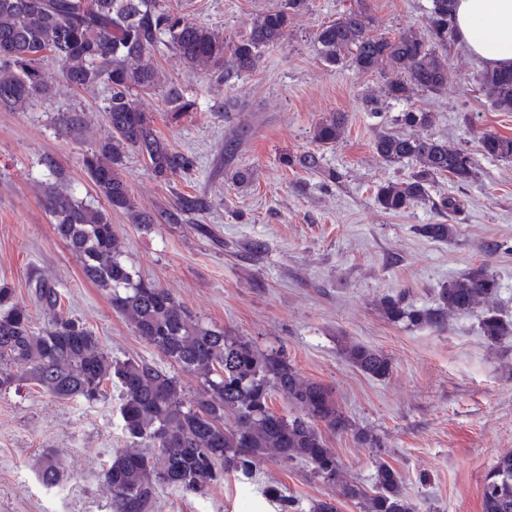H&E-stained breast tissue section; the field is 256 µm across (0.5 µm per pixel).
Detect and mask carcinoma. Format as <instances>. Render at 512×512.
<instances>
[{"label": "carcinoma", "instance_id": "obj_1", "mask_svg": "<svg viewBox=\"0 0 512 512\" xmlns=\"http://www.w3.org/2000/svg\"><path fill=\"white\" fill-rule=\"evenodd\" d=\"M425 32L386 36L374 32L371 16L348 9L314 35L320 60L329 68L349 67L385 77L380 97H365L378 114L383 103L404 102L416 92L439 94L448 86V45L456 41L451 22L454 0H430ZM310 0H280L258 13L248 30L233 36L197 24L166 5V0H0V108L26 112L50 94L45 66L58 68L72 90L108 88L104 112L108 134L81 158L82 167L100 199L95 206L69 190L65 169L48 160L51 180L43 204L55 234L82 259L85 277L107 295L112 310L129 318L135 332L172 365L194 374L199 389L187 396L176 375L146 361L112 358L96 334L82 322L60 313L56 288L40 282L37 304L53 313L41 330L32 326L31 309L14 290L0 285V392L30 382L62 401L92 403L115 383L120 391L122 429L131 448L112 455L104 481L112 494V512H154L158 491L173 488L185 495L203 494L237 473L251 479L258 462L269 453L311 467L316 478L337 489L334 500H318L310 512H339V501L362 512H418L405 494L398 470L378 461L372 485L342 475L335 453L326 447L323 431L352 433L362 445L380 444L357 428L338 407L323 384L305 380L280 349L262 350L252 341L201 323L159 285L139 277L122 260L119 237L109 212L123 211L131 223L148 231L155 224H181L205 212L210 202L178 195L169 206L152 213L137 207L122 171L129 150L140 153L153 176L163 182L190 171L194 158L162 139L153 113L136 98L154 95L170 111L191 112L195 101L167 74L149 61L160 44L182 64L212 73L228 84L255 72L265 52L288 33L293 17L309 9ZM480 88L500 112H512V68L488 69ZM68 133L85 124L84 111L71 106L58 115ZM434 114L405 109L397 126L420 129L433 125ZM346 124L342 112H329L313 127L317 150L288 157L289 167L321 168L319 150L333 147ZM375 153L389 164L407 165L410 172L374 188L375 205L386 213H403L417 205L432 206L448 217L461 210L456 196L434 199L430 188L439 179L463 187L477 174L467 149L433 136L400 134L382 128L373 139ZM486 157L512 159V137L486 133L480 139ZM420 234L434 242L450 239L454 225L423 224ZM499 284L485 265L448 282L435 306L418 308L399 291L380 298L383 316L406 328L439 329L451 315L481 310L479 325L490 343L512 335V320L490 306ZM346 360L363 374L382 379L392 364L383 352L360 343L344 346ZM288 398L294 414L275 413V394ZM233 422L224 424L226 416ZM149 443L153 451L135 449ZM39 479L47 487L62 480L50 452L43 456ZM279 512H293V501L282 490L264 489ZM482 512H512V452L498 457L482 489Z\"/></svg>", "mask_w": 512, "mask_h": 512}]
</instances>
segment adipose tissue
I'll use <instances>...</instances> for the list:
<instances>
[{
  "instance_id": "adipose-tissue-1",
  "label": "adipose tissue",
  "mask_w": 512,
  "mask_h": 512,
  "mask_svg": "<svg viewBox=\"0 0 512 512\" xmlns=\"http://www.w3.org/2000/svg\"><path fill=\"white\" fill-rule=\"evenodd\" d=\"M452 23L468 53L489 67H512V0H456Z\"/></svg>"
}]
</instances>
